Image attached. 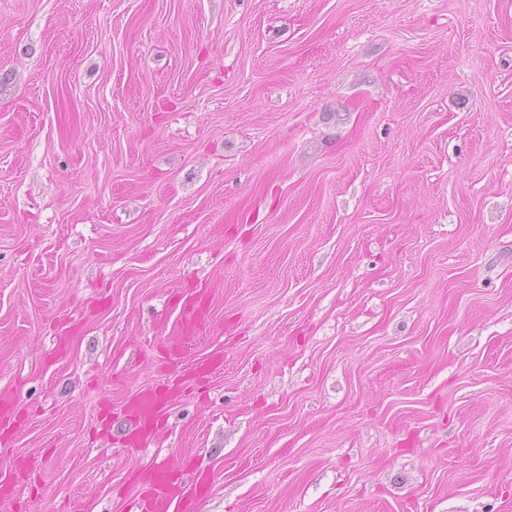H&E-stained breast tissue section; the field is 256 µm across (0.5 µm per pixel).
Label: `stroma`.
Here are the masks:
<instances>
[{
  "label": "stroma",
  "instance_id": "obj_1",
  "mask_svg": "<svg viewBox=\"0 0 512 512\" xmlns=\"http://www.w3.org/2000/svg\"><path fill=\"white\" fill-rule=\"evenodd\" d=\"M193 286L224 366L129 452ZM4 386L13 512L183 455L199 512H512V0H0ZM23 421L16 392L10 388L0 389V443H6ZM37 472L34 459L21 454L11 456L8 464L0 468V502H15L18 490L28 485Z\"/></svg>",
  "mask_w": 512,
  "mask_h": 512
}]
</instances>
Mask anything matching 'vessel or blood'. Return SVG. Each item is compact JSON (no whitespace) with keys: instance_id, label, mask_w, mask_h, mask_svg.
Listing matches in <instances>:
<instances>
[{"instance_id":"1","label":"vessel or blood","mask_w":512,"mask_h":512,"mask_svg":"<svg viewBox=\"0 0 512 512\" xmlns=\"http://www.w3.org/2000/svg\"><path fill=\"white\" fill-rule=\"evenodd\" d=\"M182 320L176 335L162 337L159 347L162 365L177 377L160 387L142 386L132 390L124 405L125 417L132 427L126 437L131 449L148 446L155 440L167 415L169 405L191 383L211 376L224 363L209 355L196 360L189 354L196 334L210 317V303L205 289L187 288L178 296ZM23 422L17 395L9 388L0 389V443L7 442ZM38 472L34 459L17 454L0 467V502H14L20 488L28 485ZM130 480L137 489L129 512H196L194 499L209 492L213 481L196 472L188 462L148 463L134 469Z\"/></svg>"}]
</instances>
